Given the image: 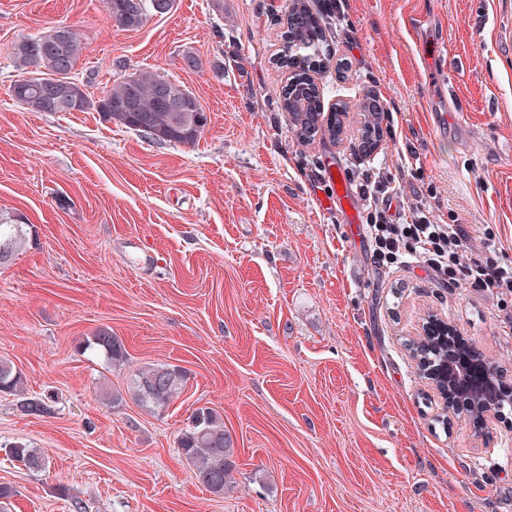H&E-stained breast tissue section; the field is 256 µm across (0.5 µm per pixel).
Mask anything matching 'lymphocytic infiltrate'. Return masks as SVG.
<instances>
[{"label": "lymphocytic infiltrate", "mask_w": 512, "mask_h": 512, "mask_svg": "<svg viewBox=\"0 0 512 512\" xmlns=\"http://www.w3.org/2000/svg\"><path fill=\"white\" fill-rule=\"evenodd\" d=\"M369 202L367 232L372 256L379 265L419 256L442 280L466 281L474 288L512 293V265L482 262L467 257V236L461 225L432 223L422 208H415L410 222H396L391 213L390 181L387 177L366 180L361 186Z\"/></svg>", "instance_id": "lymphocytic-infiltrate-1"}]
</instances>
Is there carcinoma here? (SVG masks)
Listing matches in <instances>:
<instances>
[{"label": "carcinoma", "instance_id": "1", "mask_svg": "<svg viewBox=\"0 0 512 512\" xmlns=\"http://www.w3.org/2000/svg\"><path fill=\"white\" fill-rule=\"evenodd\" d=\"M127 0H105L113 24L126 30L141 27L151 16H163L173 8L174 0H141L139 10H130ZM330 16L313 10L309 0H289L284 38L287 50L280 57V66L290 71L280 99L284 111L291 114L295 135L303 144L316 137L334 142L343 140L346 127L344 102L325 110L314 75L323 72L333 61L336 48L330 44L327 32ZM50 35L28 37L13 49L17 66L35 68L33 75L15 81L10 86L12 98L29 112H87L96 109L91 98L75 80L62 73L75 66L83 46L78 34L57 44L49 51L36 50V44ZM108 112L105 118L133 130L157 144H194L205 126L207 115L197 97L157 72L141 70L112 85L104 92ZM377 97L368 94L358 103L361 116L357 137L359 151L375 148L381 138L385 110L376 104ZM27 218L18 212L0 210V265L9 262L26 241ZM446 337L433 349L419 341L410 350L424 359L428 367L456 364L452 338ZM95 348L115 365L128 362V352L122 341L108 330L98 331L85 343ZM186 386V375L170 364H151L133 369L128 393L141 407L153 412L163 411ZM0 391L22 393L24 381L13 364L0 359ZM182 456L191 464L203 487L216 496L231 491L234 478V441L224 429V420L209 407L195 409L187 426L178 437ZM11 458L31 472L48 467L47 454L26 443L16 442L9 447Z\"/></svg>", "mask_w": 512, "mask_h": 512}]
</instances>
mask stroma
Instances as JSON below:
<instances>
[{"label": "stroma", "mask_w": 512, "mask_h": 512, "mask_svg": "<svg viewBox=\"0 0 512 512\" xmlns=\"http://www.w3.org/2000/svg\"><path fill=\"white\" fill-rule=\"evenodd\" d=\"M286 7L175 0L125 31L103 0H0V209L30 221L0 265V358L26 385L0 392L13 491L0 512H512V409L476 434L408 349L436 315L512 385V296L448 287L414 260L377 265L367 231L319 204L329 170L355 191L384 175L398 213L424 206L463 225L469 256L512 264V0H341L332 40L349 70L315 81L324 107L348 103L347 134L308 145L279 107ZM64 25L84 43L73 73L90 97L158 71L206 110L199 140L159 145L95 111L13 101L14 43ZM370 92L387 113L365 156L356 105ZM446 107L463 114L442 130ZM101 329L133 365L186 372L165 412L106 404L129 371L85 349ZM204 406L234 439L237 484L221 497L178 448ZM14 442L48 468L13 461ZM9 454L14 461L21 463L31 472L43 471L48 467L47 454L39 448H31L26 443H14L9 447Z\"/></svg>", "instance_id": "35a3bbf8"}]
</instances>
